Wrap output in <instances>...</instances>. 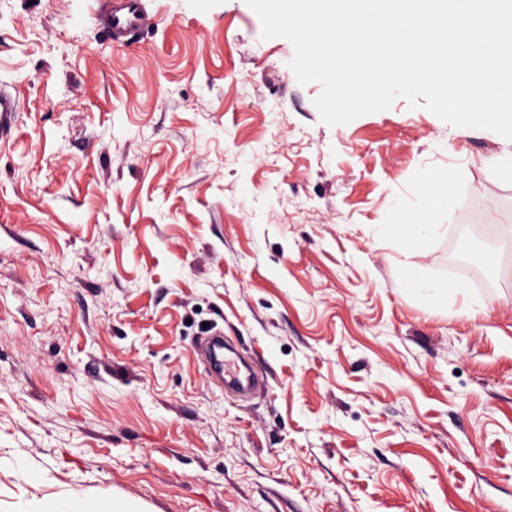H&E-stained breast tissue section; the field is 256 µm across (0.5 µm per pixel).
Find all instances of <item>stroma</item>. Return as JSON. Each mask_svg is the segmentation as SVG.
Here are the masks:
<instances>
[{
	"label": "stroma",
	"mask_w": 512,
	"mask_h": 512,
	"mask_svg": "<svg viewBox=\"0 0 512 512\" xmlns=\"http://www.w3.org/2000/svg\"><path fill=\"white\" fill-rule=\"evenodd\" d=\"M102 4L0 0V512H512V139L403 98L323 123L245 0H144L124 44ZM207 325L262 389L212 381ZM16 112H20L19 101L11 92L0 87V138L6 137L14 122ZM461 177L462 172L458 170L429 175L424 183L422 195L419 197L422 207L416 221L408 224L387 225L397 243L402 246L410 242L419 245L440 231L443 225L440 224L441 215L448 203V194ZM406 284L412 294L432 305L447 299L451 289L447 282L429 280L412 271L407 275ZM20 512H139L115 506L111 509L103 502L95 500H73L67 498L33 497L25 502Z\"/></svg>",
	"instance_id": "stroma-1"
}]
</instances>
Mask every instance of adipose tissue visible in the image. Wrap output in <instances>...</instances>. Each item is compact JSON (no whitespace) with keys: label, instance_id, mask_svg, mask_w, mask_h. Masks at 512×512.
<instances>
[{"label":"adipose tissue","instance_id":"1","mask_svg":"<svg viewBox=\"0 0 512 512\" xmlns=\"http://www.w3.org/2000/svg\"><path fill=\"white\" fill-rule=\"evenodd\" d=\"M462 176L461 171L451 170L430 174L424 183L420 201L421 210L415 222L393 224L389 230L397 243H422L441 229V215L448 203V195Z\"/></svg>","mask_w":512,"mask_h":512}]
</instances>
